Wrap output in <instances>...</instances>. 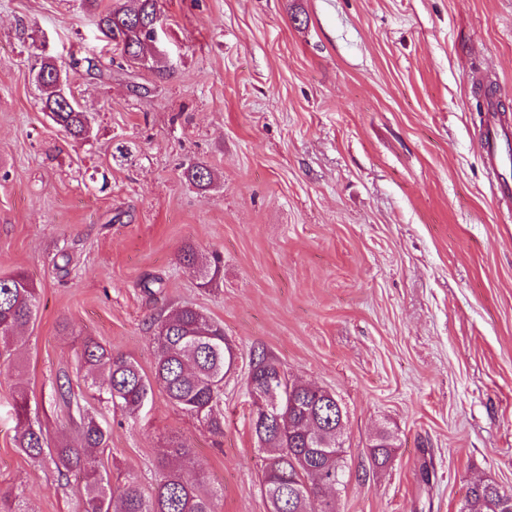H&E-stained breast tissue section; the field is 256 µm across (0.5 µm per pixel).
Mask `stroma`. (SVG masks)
Segmentation results:
<instances>
[{"instance_id":"stroma-1","label":"stroma","mask_w":512,"mask_h":512,"mask_svg":"<svg viewBox=\"0 0 512 512\" xmlns=\"http://www.w3.org/2000/svg\"><path fill=\"white\" fill-rule=\"evenodd\" d=\"M159 7L157 58L140 65L83 0H0V277L38 290L0 359V495L78 512L79 479L14 436L75 437L85 410L110 433L99 462L113 486L151 491L181 440L216 512H267L247 386L259 353L347 413L336 512H459L480 480L512 491V208L495 196L512 164H484L474 98L493 84L512 121V0ZM44 58L89 138L42 111ZM194 163L209 187L186 178ZM187 246L222 255L209 287L180 263ZM148 276L161 292H144ZM182 306L237 353L220 436L159 389L128 415L80 366L91 338L152 372L155 321ZM380 429L394 448L379 469ZM393 437L389 432L382 430L369 446V457L375 467H384L391 460Z\"/></svg>"}]
</instances>
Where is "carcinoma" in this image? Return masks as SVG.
Here are the masks:
<instances>
[{"label":"carcinoma","instance_id":"cac0c4a2","mask_svg":"<svg viewBox=\"0 0 512 512\" xmlns=\"http://www.w3.org/2000/svg\"><path fill=\"white\" fill-rule=\"evenodd\" d=\"M86 9L109 41L122 47L134 62L151 59L153 33L160 20L158 0H131L106 11L98 10V0H84ZM37 83L43 110L74 139H84L90 126L85 112L67 94L61 71L51 60L40 64ZM187 178L204 188L212 173L202 164H191ZM180 261L198 268L201 285H211L220 276L222 261L212 255L198 258L195 250L183 249ZM37 289L23 273L0 277V356L11 355L18 330L35 319ZM236 355L224 338V327L200 310L183 306L160 320L155 329L154 367L146 375L134 359L115 354L98 343L85 345L82 362L90 386L106 389L130 415L148 401L153 387H159L170 403L195 417L210 432L224 433V377L234 366ZM248 383L256 388L291 394L295 406L282 420V427L264 426L253 415L252 431L259 447L267 452L262 487L268 512H336V487L343 484L345 461L342 447L336 446V402L320 394V389L289 382L279 364L262 356L252 362ZM16 448L32 459H40L66 476L80 477L78 496L81 512H215L217 492L202 480L189 481L183 467L191 461L193 449L180 441L168 444L157 461L161 479L151 494L139 484L125 479L119 491L112 490L108 475L98 468V454L108 447L109 432L94 417L81 418L77 442L51 443L43 431L27 427L17 433ZM393 437L382 430L369 446L372 465L384 467L391 460ZM460 512H512V491L493 482L472 484Z\"/></svg>","mask_w":512,"mask_h":512}]
</instances>
